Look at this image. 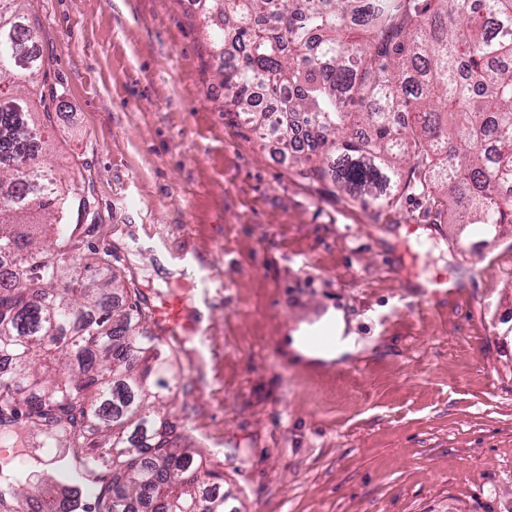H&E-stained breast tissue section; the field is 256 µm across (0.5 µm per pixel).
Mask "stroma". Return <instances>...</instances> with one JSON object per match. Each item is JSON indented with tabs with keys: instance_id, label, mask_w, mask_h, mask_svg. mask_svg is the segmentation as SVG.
<instances>
[{
	"instance_id": "stroma-1",
	"label": "stroma",
	"mask_w": 512,
	"mask_h": 512,
	"mask_svg": "<svg viewBox=\"0 0 512 512\" xmlns=\"http://www.w3.org/2000/svg\"><path fill=\"white\" fill-rule=\"evenodd\" d=\"M51 164L146 313L182 299L172 422L235 512H512V234L463 251L416 195L365 208L225 114L197 0H26ZM452 292L417 300L420 282ZM341 313L355 353L289 339Z\"/></svg>"
}]
</instances>
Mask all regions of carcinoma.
I'll return each mask as SVG.
<instances>
[{"label": "carcinoma", "instance_id": "obj_1", "mask_svg": "<svg viewBox=\"0 0 512 512\" xmlns=\"http://www.w3.org/2000/svg\"><path fill=\"white\" fill-rule=\"evenodd\" d=\"M0 0V436L100 463L93 512H227L220 472L175 434L174 362L125 309V275L83 262L86 182L52 172L58 98L39 24ZM236 115L297 174L364 207L419 194L494 239L512 227V0H201ZM77 223L68 222L71 210ZM30 497L14 478L0 491Z\"/></svg>", "mask_w": 512, "mask_h": 512}]
</instances>
